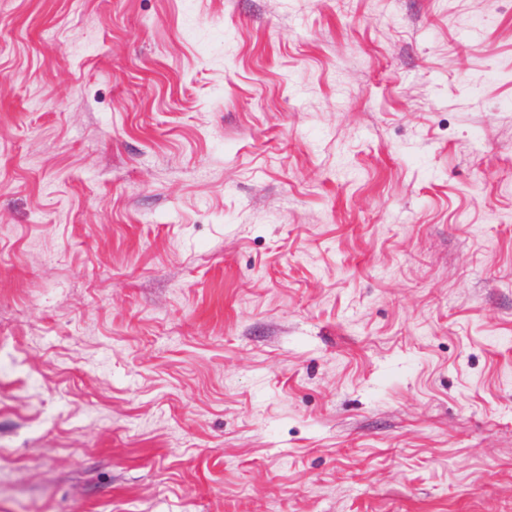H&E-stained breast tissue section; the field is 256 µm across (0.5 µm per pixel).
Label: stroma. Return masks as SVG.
<instances>
[{
  "label": "stroma",
  "mask_w": 512,
  "mask_h": 512,
  "mask_svg": "<svg viewBox=\"0 0 512 512\" xmlns=\"http://www.w3.org/2000/svg\"><path fill=\"white\" fill-rule=\"evenodd\" d=\"M512 0H0V512H512Z\"/></svg>",
  "instance_id": "stroma-1"
}]
</instances>
